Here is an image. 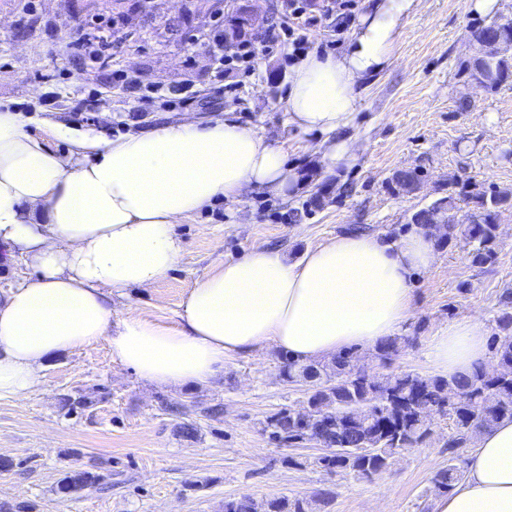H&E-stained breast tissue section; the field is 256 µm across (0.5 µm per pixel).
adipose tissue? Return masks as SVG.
<instances>
[{"label":"adipose tissue","instance_id":"ef3b65f1","mask_svg":"<svg viewBox=\"0 0 512 512\" xmlns=\"http://www.w3.org/2000/svg\"><path fill=\"white\" fill-rule=\"evenodd\" d=\"M420 0H369L344 49L311 51L291 67L282 108L299 137H320L324 171L357 157L358 88L391 67ZM17 109H0V246L32 275L0 295V398L26 399L54 357L105 342L112 363L145 382L207 383L226 361L271 347L300 363L396 336L412 283L438 259L437 235L415 225L396 240L344 232L300 258L255 248L199 278L168 325L138 311L112 317V298L148 288L178 263L174 224L216 197L258 189L291 196L303 173L258 131L191 118L112 140L47 124L66 150L28 134ZM487 333L473 318L437 330L427 348L441 375L484 365ZM435 512H512V420L479 436L467 475Z\"/></svg>","mask_w":512,"mask_h":512}]
</instances>
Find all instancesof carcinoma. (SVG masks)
<instances>
[{
	"label": "carcinoma",
	"mask_w": 512,
	"mask_h": 512,
	"mask_svg": "<svg viewBox=\"0 0 512 512\" xmlns=\"http://www.w3.org/2000/svg\"><path fill=\"white\" fill-rule=\"evenodd\" d=\"M247 19L239 13L228 20L224 35L238 38L247 34ZM493 39H512V18L499 17L477 30ZM473 80L493 90L512 77V59L497 54L475 59L469 66ZM392 183L413 191L419 183L416 171H397ZM469 205L464 235L474 243L471 262H495L497 224L500 209L512 207V193L486 191L479 185L448 179V195L413 215L417 224L441 222L445 211L457 202ZM503 309L495 318L496 332L490 348L496 362L493 371L475 369L471 374L448 379L416 371L392 372L377 376L355 372L357 356L350 348L329 360L300 364L283 355L282 380L306 385L307 413L282 408L269 417L272 440L297 446L314 442L326 453L313 460L323 469L369 478L385 471L395 455L418 447L431 433L433 415L451 421L443 447L448 465L434 478L435 485L450 492L463 480L464 452L475 436L501 419H512V289L501 296ZM399 338L380 344L373 356L385 365L397 351ZM98 477L87 471H72L61 478L55 493L63 497L92 485ZM334 499L329 489H319L310 497H277L257 502L251 498L228 500L224 512H314L312 504L326 507Z\"/></svg>",
	"instance_id": "obj_1"
}]
</instances>
